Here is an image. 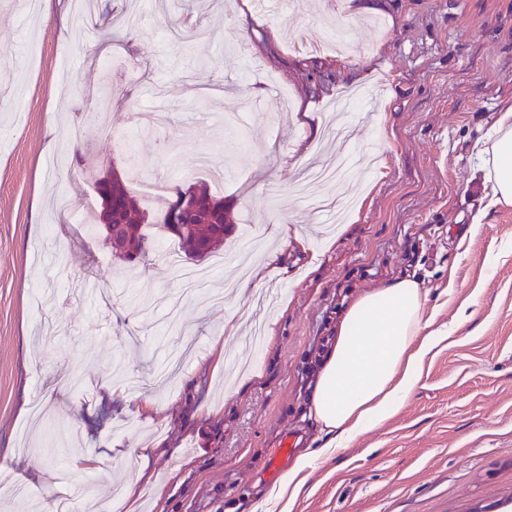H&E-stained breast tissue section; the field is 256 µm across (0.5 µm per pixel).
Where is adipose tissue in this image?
<instances>
[{"label":"adipose tissue","instance_id":"ef3b65f1","mask_svg":"<svg viewBox=\"0 0 512 512\" xmlns=\"http://www.w3.org/2000/svg\"><path fill=\"white\" fill-rule=\"evenodd\" d=\"M475 146L489 205L512 206V102L502 104ZM432 320L426 290L406 276L348 304L309 399V413L329 441L321 452L300 455L271 490L272 498H296L304 471L320 457L347 448L395 413L419 385L423 360L440 341Z\"/></svg>","mask_w":512,"mask_h":512}]
</instances>
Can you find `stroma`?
Wrapping results in <instances>:
<instances>
[{"mask_svg": "<svg viewBox=\"0 0 512 512\" xmlns=\"http://www.w3.org/2000/svg\"><path fill=\"white\" fill-rule=\"evenodd\" d=\"M358 2L141 0L133 25L130 0H39L33 21L0 0V512H253L282 439L320 437L308 394L345 304L405 274L448 337L291 512H512V206L486 208L473 150L512 100V0ZM344 87L367 92L348 113L372 168L321 186L358 198L324 231L296 183L335 153ZM113 172L155 244L128 268L88 228ZM157 181L234 204L200 290L160 252ZM216 336L245 381L214 369Z\"/></svg>", "mask_w": 512, "mask_h": 512, "instance_id": "stroma-1", "label": "stroma"}]
</instances>
